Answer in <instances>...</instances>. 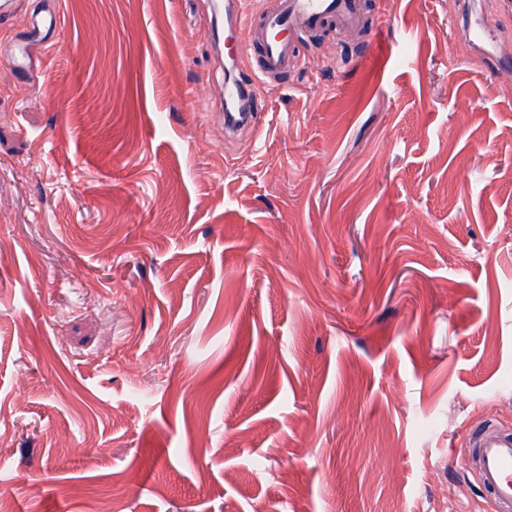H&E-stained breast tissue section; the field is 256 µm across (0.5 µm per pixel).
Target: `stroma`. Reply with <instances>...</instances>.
I'll return each mask as SVG.
<instances>
[{"label": "stroma", "instance_id": "1", "mask_svg": "<svg viewBox=\"0 0 512 512\" xmlns=\"http://www.w3.org/2000/svg\"><path fill=\"white\" fill-rule=\"evenodd\" d=\"M0 27V492L13 512H494L512 427V72L463 0L334 27L227 138L210 0ZM60 27V16L56 7H50L46 10V14L40 19L31 18L26 29L28 36L38 37L42 33L45 35L55 34ZM476 482L495 512L512 511V430L492 418L474 427L464 449Z\"/></svg>", "mask_w": 512, "mask_h": 512}]
</instances>
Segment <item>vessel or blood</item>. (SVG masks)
<instances>
[{
  "label": "vessel or blood",
  "instance_id": "vessel-or-blood-1",
  "mask_svg": "<svg viewBox=\"0 0 512 512\" xmlns=\"http://www.w3.org/2000/svg\"><path fill=\"white\" fill-rule=\"evenodd\" d=\"M365 8V0H260L254 11L245 9L242 0H214L213 3L215 15H227L230 37L241 33L247 36L236 62L253 59L256 77L265 82L294 69L295 34L313 33L328 24L349 26ZM59 26V12L51 7L41 18L30 19L27 34L31 37L53 34ZM238 94L236 82L225 85L224 128L228 131L259 122L257 110L235 111ZM464 453L478 486L492 499L495 512H512V430L494 419H485L472 430Z\"/></svg>",
  "mask_w": 512,
  "mask_h": 512
}]
</instances>
